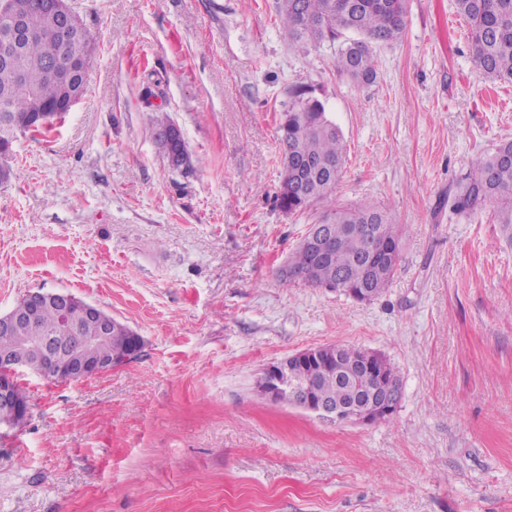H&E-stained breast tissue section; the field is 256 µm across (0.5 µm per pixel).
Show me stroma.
<instances>
[{"label":"stroma","mask_w":512,"mask_h":512,"mask_svg":"<svg viewBox=\"0 0 512 512\" xmlns=\"http://www.w3.org/2000/svg\"><path fill=\"white\" fill-rule=\"evenodd\" d=\"M97 35L82 101L19 136L0 183V314L34 290L97 305L144 339L103 375L23 369L0 426V512H512V243L492 207L448 209L512 139V85L482 78L453 0H408L377 77L297 47L281 0H69ZM304 85L341 131L331 196L401 226L389 290L360 303L284 281L327 207L280 210L278 124ZM182 131L191 169L151 131ZM326 344L378 352L393 417L339 424L255 390Z\"/></svg>","instance_id":"stroma-1"}]
</instances>
